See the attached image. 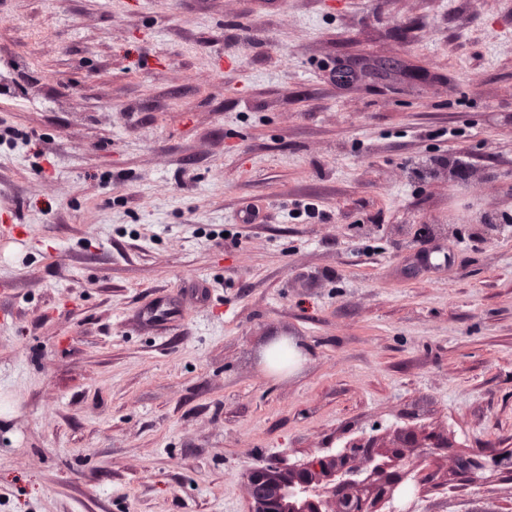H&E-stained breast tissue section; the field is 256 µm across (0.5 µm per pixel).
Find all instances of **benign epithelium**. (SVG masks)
<instances>
[{
  "label": "benign epithelium",
  "mask_w": 512,
  "mask_h": 512,
  "mask_svg": "<svg viewBox=\"0 0 512 512\" xmlns=\"http://www.w3.org/2000/svg\"><path fill=\"white\" fill-rule=\"evenodd\" d=\"M361 461L353 464L343 454L316 456L300 467L282 469L272 463L252 468L246 475L249 512H379L378 505L394 500L395 485L387 468H413L410 460L393 447L372 454L368 445L357 444ZM485 467L471 460L458 463L454 481L462 485L476 480L473 469Z\"/></svg>",
  "instance_id": "benign-epithelium-1"
}]
</instances>
